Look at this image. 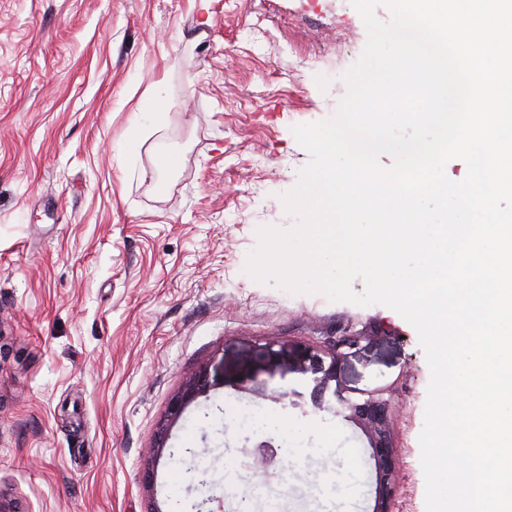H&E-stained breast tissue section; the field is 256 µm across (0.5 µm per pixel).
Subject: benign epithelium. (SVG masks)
<instances>
[{"instance_id":"benign-epithelium-1","label":"benign epithelium","mask_w":512,"mask_h":512,"mask_svg":"<svg viewBox=\"0 0 512 512\" xmlns=\"http://www.w3.org/2000/svg\"><path fill=\"white\" fill-rule=\"evenodd\" d=\"M360 337L344 336L336 341L332 349L320 345L287 340H274L258 350L263 371H293L306 376L310 382L309 399L312 408L325 409L331 400H336V413L356 427L365 437L369 458L375 476L374 504L370 512H392L393 497L398 474V450L393 439L391 402L382 389L364 393L359 397L346 394L337 374V358L341 350L355 349ZM212 386L210 370L201 366L184 381L182 389L169 405L163 421L159 423L154 445L148 449L153 458H160L167 449L170 425L179 420L184 410L198 398L206 395ZM240 387L263 400H269L282 408H297L303 393L279 389L271 390L264 380L251 377L243 380ZM241 453L247 458V466L255 473H264L274 462L277 452L271 437L243 447Z\"/></svg>"}]
</instances>
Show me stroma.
Wrapping results in <instances>:
<instances>
[{"mask_svg": "<svg viewBox=\"0 0 512 512\" xmlns=\"http://www.w3.org/2000/svg\"><path fill=\"white\" fill-rule=\"evenodd\" d=\"M366 42L352 0H0V487L21 512H197L206 495L235 512L243 489L251 512H370L354 426L238 387L268 338L352 334L343 384L394 412L393 512H425L415 329L245 271L259 227L295 223L293 126L335 114ZM202 364L208 395L151 461ZM270 433L280 463L259 479L239 450ZM211 386L208 366L197 368L186 378L180 392L171 399L164 420L159 423L154 445L148 448V453L153 458H161L164 455L167 449L170 425L179 420L189 405L199 397L205 396Z\"/></svg>", "mask_w": 512, "mask_h": 512, "instance_id": "obj_1", "label": "stroma"}]
</instances>
